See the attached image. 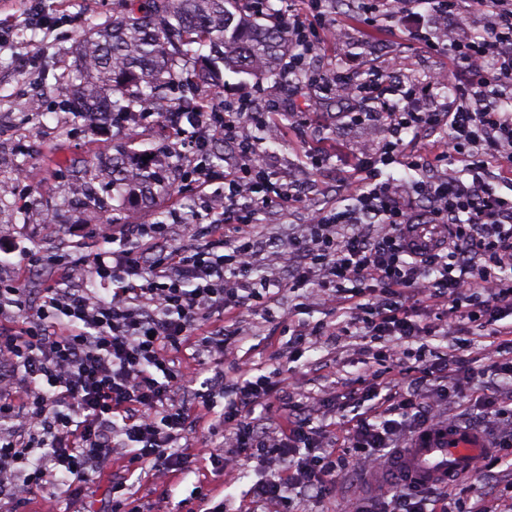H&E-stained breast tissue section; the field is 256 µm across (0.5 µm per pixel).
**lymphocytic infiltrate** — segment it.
Listing matches in <instances>:
<instances>
[{
  "mask_svg": "<svg viewBox=\"0 0 512 512\" xmlns=\"http://www.w3.org/2000/svg\"><path fill=\"white\" fill-rule=\"evenodd\" d=\"M326 0H304L288 18L295 45L287 72L298 71L324 33L338 30ZM410 24L409 34L433 47L432 31L418 7L452 24L462 0H388ZM486 18L473 40L452 30L449 49L466 75L453 100L430 108L427 100L443 82L394 86L383 76L360 84L347 73L317 71L325 92L370 102L348 110L353 121L382 122L390 139L378 156L358 157L360 178L350 186L355 203L344 209H315L303 235L270 249L255 229L257 214L296 201L288 184L272 181L260 165L251 128L263 119L250 101L226 103L223 111L201 107L188 123L181 145L205 151L216 139L236 148L223 172L206 164L190 167L195 182L224 179L223 205L206 204L207 223L186 242L174 244L182 225L171 212L167 224H100L101 238L128 240V247L96 253L91 278L99 290L47 283L38 305L21 279L0 281V312L15 308L20 330L0 335V362L11 385L0 384V500L9 512H25L28 484L16 483V465L28 463L35 447L48 451L33 481L59 479L63 493L82 499L91 473L109 468L115 448L127 451L128 465L150 467L167 479L193 464L191 434L201 428L224 434L222 447L208 454L217 476L238 475L251 462L265 464L254 496L264 512H289L292 491L327 498L338 481L360 469L371 472L396 449L423 431L443 426L430 399L432 383L442 385L447 359L422 362L410 381L360 377L348 384L353 414L340 415L342 446L323 441L315 421L321 402H301L270 376L238 366L235 379L173 365L171 353L193 349L223 359L232 337L210 324L215 312L236 317L267 304L275 291L308 288L306 305L349 306L366 335L402 343L426 333L420 309H459L460 319L490 327L497 391L483 394L484 416L497 421L501 445L512 447V201L484 180L490 163L512 169V111L492 98L493 88L512 86V0H475ZM441 132L432 156L406 148V136ZM460 171L447 172L451 158ZM425 170L420 180L381 179L380 165ZM440 236L433 249L414 248L419 225ZM271 269L262 286L251 274L261 256ZM277 408L275 423L259 422L257 409ZM388 510L353 498L351 512H452V491L397 487Z\"/></svg>",
  "mask_w": 512,
  "mask_h": 512,
  "instance_id": "obj_1",
  "label": "lymphocytic infiltrate"
}]
</instances>
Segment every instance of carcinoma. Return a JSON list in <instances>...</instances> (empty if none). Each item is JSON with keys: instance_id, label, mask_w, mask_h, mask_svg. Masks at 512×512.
Listing matches in <instances>:
<instances>
[{"instance_id": "cac0c4a2", "label": "carcinoma", "mask_w": 512, "mask_h": 512, "mask_svg": "<svg viewBox=\"0 0 512 512\" xmlns=\"http://www.w3.org/2000/svg\"><path fill=\"white\" fill-rule=\"evenodd\" d=\"M287 49L280 14L270 10L260 23L249 0H112L104 21L76 31L74 69L57 79L56 92L71 125L90 131L134 118L145 103L188 116L197 106L173 97L182 83L220 94L226 72L278 82ZM170 157L130 149L105 161H78L77 174L61 186L63 203L77 205L93 224H118L103 189L110 185L139 205L169 195Z\"/></svg>"}]
</instances>
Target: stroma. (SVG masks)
<instances>
[{
	"label": "stroma",
	"instance_id": "obj_1",
	"mask_svg": "<svg viewBox=\"0 0 512 512\" xmlns=\"http://www.w3.org/2000/svg\"><path fill=\"white\" fill-rule=\"evenodd\" d=\"M109 3L110 0H0V155L5 158L0 174L13 177L19 167L33 174L32 179L17 183L10 195L12 209L0 214V236L19 238L23 246L42 259L40 267L31 269L20 254L0 257V276L22 278L34 295L51 279L63 277L71 285L86 283L88 265L104 247L100 238L79 231V211L62 204L59 187L67 164L79 158L108 159L120 153L131 138L156 150L174 140L166 124L153 117L128 123L120 133L74 131L67 138L59 136L68 115L58 110L55 88L48 76L72 67L70 50L78 26L89 20L103 21ZM329 12L340 25L345 50L336 52L331 43L317 48L309 59L310 68L342 69L358 83L374 71L401 83H424L433 73L446 70L452 83L463 81V74L451 67L446 49L448 37L443 32H436L435 47L424 48L410 39L391 8L375 13V25L369 34L358 30L353 0L330 7ZM225 80V99L248 98L257 110L267 113L260 161L271 176L287 180L301 196L299 203L261 216L257 231L280 242L305 232L308 208L352 205L347 188L355 176V158L382 148L387 137L383 125H353L336 119L337 106L329 97L319 106L320 117L310 116L312 94L306 90L294 92L284 82L276 84L233 74L226 75ZM38 199L57 207L59 233L48 237L37 225L21 222L20 213ZM201 201L199 188L186 180L177 183L171 196L154 201L152 206L126 207L122 221L151 224L155 210L186 205L197 211L202 207ZM300 301L298 293L284 289L275 295L270 311L243 312L241 324L245 333L220 366L226 375H233L235 366L245 362L271 379H289L301 397L319 399L332 391L344 393L346 380L366 368L383 369V341L363 336L356 324L347 334L335 335L334 329L344 321V314L322 306L303 310ZM292 320L321 326L324 332L314 349L294 363L288 362L286 354L288 323ZM491 342L486 330L455 322L448 335L400 345L399 356L407 368L441 354L461 356L473 370L486 371L491 366ZM483 390L482 382L477 380L468 384L449 379L448 398L442 403L449 422L468 423L475 415L472 400ZM260 475V469L254 466L246 477L231 482L208 477L207 486L217 500L223 501L226 512H238L247 505L248 491ZM197 484L198 476L192 472L165 484L145 469L137 470L128 479L135 498L152 504L158 512H176L179 501L189 498ZM463 486L467 503L488 496L498 500L502 512H512V474L469 478Z\"/></svg>",
	"mask_w": 512,
	"mask_h": 512
}]
</instances>
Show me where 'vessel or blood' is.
<instances>
[{
    "instance_id": "vessel-or-blood-1",
    "label": "vessel or blood",
    "mask_w": 512,
    "mask_h": 512,
    "mask_svg": "<svg viewBox=\"0 0 512 512\" xmlns=\"http://www.w3.org/2000/svg\"><path fill=\"white\" fill-rule=\"evenodd\" d=\"M489 452L487 435L447 424L415 436L408 448L391 458L384 476L390 485H446L472 475Z\"/></svg>"
}]
</instances>
